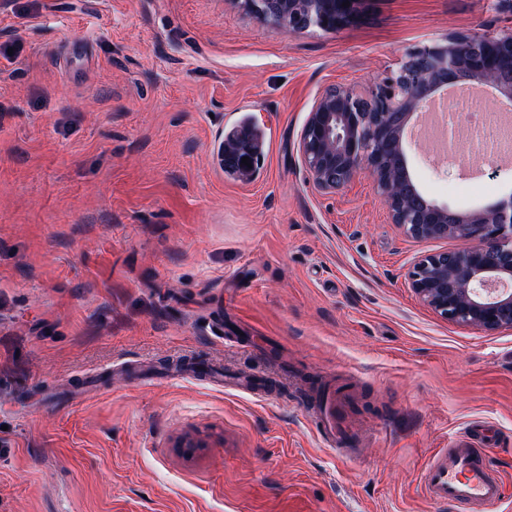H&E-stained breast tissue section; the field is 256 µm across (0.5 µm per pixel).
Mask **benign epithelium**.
<instances>
[{
    "label": "benign epithelium",
    "mask_w": 512,
    "mask_h": 512,
    "mask_svg": "<svg viewBox=\"0 0 512 512\" xmlns=\"http://www.w3.org/2000/svg\"><path fill=\"white\" fill-rule=\"evenodd\" d=\"M304 2L325 32L361 23L366 0H269L275 18ZM349 5H343V2ZM477 82L512 100V31L457 35L407 54L365 92L336 86L315 102L301 132L300 161L313 185L336 191L365 171L392 223L414 238H454L463 246L428 255L409 272L414 292L450 322L512 329V192L461 211L426 198L414 181L405 135L413 117L450 85Z\"/></svg>",
    "instance_id": "benign-epithelium-1"
}]
</instances>
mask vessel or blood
I'll return each instance as SVG.
<instances>
[{
    "label": "vessel or blood",
    "mask_w": 512,
    "mask_h": 512,
    "mask_svg": "<svg viewBox=\"0 0 512 512\" xmlns=\"http://www.w3.org/2000/svg\"><path fill=\"white\" fill-rule=\"evenodd\" d=\"M321 443L329 448L350 447L349 436L332 402L306 407ZM492 434L456 435L448 447L439 449L422 472L426 497L433 502L470 505L474 512H491L504 496L501 478L489 467L485 448L494 446Z\"/></svg>",
    "instance_id": "obj_1"
}]
</instances>
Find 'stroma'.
Here are the masks:
<instances>
[{"instance_id":"obj_1","label":"stroma","mask_w":512,"mask_h":512,"mask_svg":"<svg viewBox=\"0 0 512 512\" xmlns=\"http://www.w3.org/2000/svg\"><path fill=\"white\" fill-rule=\"evenodd\" d=\"M509 29L512 0H369L332 33L235 0H0V512H449L423 468L473 424L512 512V330L436 314L408 272L458 241L391 224L368 174L317 189L298 153L328 88ZM244 115L265 159L236 177ZM409 157L440 203L512 191V163ZM326 383L355 456L305 415ZM264 143V136L262 133L255 126H253L249 120L243 121L238 128L232 130L226 136H224V163L225 161L228 162L232 173H239L244 175L246 173L245 170L239 165L235 155L236 150L240 145H244L249 151L251 158H253L254 163L256 164L258 163L261 154L264 151ZM251 158L249 157V163H251L252 167Z\"/></svg>"}]
</instances>
